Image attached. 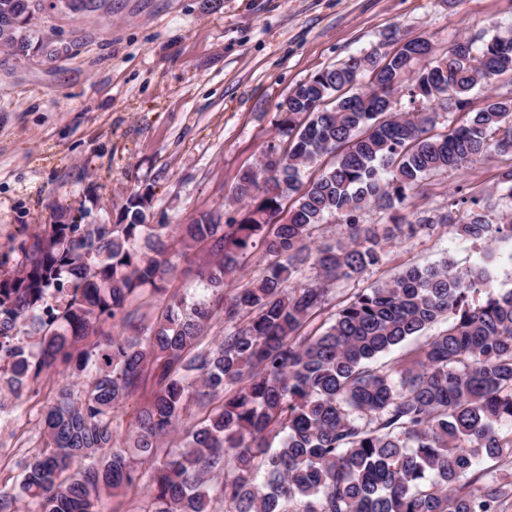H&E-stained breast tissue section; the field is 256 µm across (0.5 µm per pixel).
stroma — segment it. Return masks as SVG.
<instances>
[{"label": "stroma", "instance_id": "stroma-1", "mask_svg": "<svg viewBox=\"0 0 512 512\" xmlns=\"http://www.w3.org/2000/svg\"><path fill=\"white\" fill-rule=\"evenodd\" d=\"M58 61L0 65V256L6 272L18 247L56 211L79 224H113L127 198L152 188L151 224H187L205 213L241 218L234 192L268 145L283 148L276 122L298 84L350 57L389 51L400 29L430 40L436 54L462 35L512 29V0H95L82 11L45 7L35 18ZM512 158L494 155L426 179L403 206L407 221L451 215L452 223L393 239L364 273L331 283L318 329L355 294L408 265L451 258L472 265L483 242L459 235L449 213L456 190L477 198L490 223L512 211L499 183ZM171 268L161 285L200 298L207 245L168 238ZM82 379L50 371L21 413L0 415V489L13 491L19 463L39 451L42 412Z\"/></svg>", "mask_w": 512, "mask_h": 512}]
</instances>
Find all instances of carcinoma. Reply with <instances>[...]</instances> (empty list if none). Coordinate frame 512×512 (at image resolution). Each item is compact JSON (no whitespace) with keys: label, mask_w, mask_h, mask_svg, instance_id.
I'll return each instance as SVG.
<instances>
[{"label":"carcinoma","mask_w":512,"mask_h":512,"mask_svg":"<svg viewBox=\"0 0 512 512\" xmlns=\"http://www.w3.org/2000/svg\"><path fill=\"white\" fill-rule=\"evenodd\" d=\"M27 3L0 0L6 62L50 48ZM430 46L415 37L392 57H351L297 85L278 113L288 148L269 145L263 163L240 175L236 196L250 201L242 218L177 225L189 242L212 241L219 260L200 273L211 295L190 306L173 295L151 325L130 308L167 263L169 225L145 223L150 190L133 195L116 224H46L20 245L19 269L0 274V391L18 401L60 365L85 390L61 393L42 414L45 448L22 462L17 492L0 491V512H20L25 498L37 512H98L103 496L132 490L144 512H213L214 501L224 512H498L512 482L483 463L512 455V289L495 290L494 252L464 269L449 259L408 266L313 334L302 329L325 309L328 289L293 284L310 260L328 280L363 273L387 240L414 232L396 212L424 180L512 155V97L488 96L465 123L432 133L438 96L465 109L473 89L512 73V34L460 37L415 68ZM408 72L413 111H376ZM363 73L368 90L358 93ZM332 154L334 164L302 182V167ZM465 204L460 235L512 244V219L491 224L476 201L452 202ZM368 206L392 212L393 226L380 235L358 224ZM327 216L348 239L313 252L306 240ZM143 237L148 253L136 248ZM259 244L260 276L224 301V281ZM220 316L232 329L200 349ZM107 319L127 333L89 341ZM438 323L447 327L395 364L372 367ZM144 385L149 401L131 430L132 447L151 462L140 472L119 448L112 414ZM192 400L212 409L189 426ZM174 435L175 449L156 461Z\"/></svg>","instance_id":"obj_1"}]
</instances>
